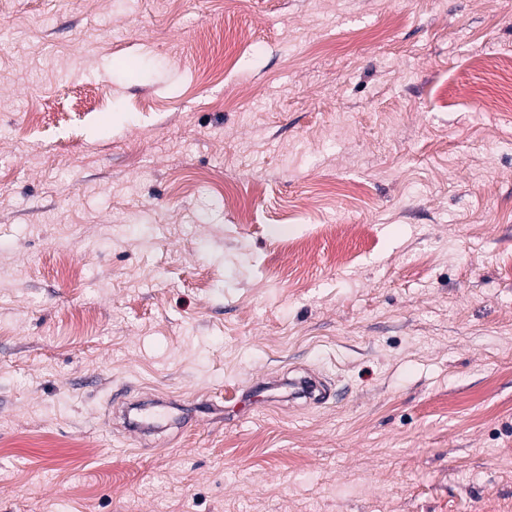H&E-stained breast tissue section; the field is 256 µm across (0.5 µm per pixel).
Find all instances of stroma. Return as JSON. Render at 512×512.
Segmentation results:
<instances>
[{"label":"stroma","mask_w":512,"mask_h":512,"mask_svg":"<svg viewBox=\"0 0 512 512\" xmlns=\"http://www.w3.org/2000/svg\"><path fill=\"white\" fill-rule=\"evenodd\" d=\"M481 59L512 0H0V512L512 506Z\"/></svg>","instance_id":"stroma-1"}]
</instances>
